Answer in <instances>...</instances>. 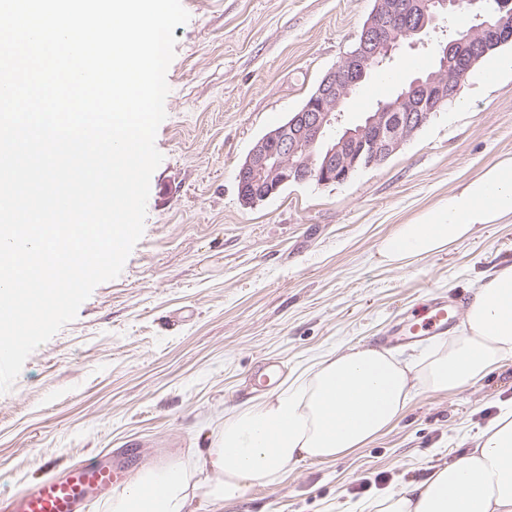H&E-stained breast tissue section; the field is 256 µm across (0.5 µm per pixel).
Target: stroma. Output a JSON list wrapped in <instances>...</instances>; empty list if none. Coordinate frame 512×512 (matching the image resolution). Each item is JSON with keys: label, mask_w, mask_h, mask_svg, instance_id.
<instances>
[{"label": "stroma", "mask_w": 512, "mask_h": 512, "mask_svg": "<svg viewBox=\"0 0 512 512\" xmlns=\"http://www.w3.org/2000/svg\"><path fill=\"white\" fill-rule=\"evenodd\" d=\"M167 70V117L155 144L144 232L121 274L27 358L0 394V498L72 464L124 456L129 473L192 463L224 434V411L260 399L262 361L301 380L328 352L376 344L434 295L471 288L512 265V217L402 269L380 241L412 224L487 166L512 158V68L489 88L464 83L385 162L342 184H291L242 206L236 176L253 144L283 124L350 49L374 0H181ZM455 15L369 73L343 107L360 123L418 74ZM512 400V362L476 385L422 393L384 435L337 460L289 464L224 512H341L389 493L466 450Z\"/></svg>", "instance_id": "stroma-1"}]
</instances>
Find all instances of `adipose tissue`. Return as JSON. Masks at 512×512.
I'll use <instances>...</instances> for the list:
<instances>
[{
  "instance_id": "ef3b65f1",
  "label": "adipose tissue",
  "mask_w": 512,
  "mask_h": 512,
  "mask_svg": "<svg viewBox=\"0 0 512 512\" xmlns=\"http://www.w3.org/2000/svg\"><path fill=\"white\" fill-rule=\"evenodd\" d=\"M512 216V159L487 168L447 203L379 244L380 263L401 268L474 239ZM512 361V266L486 277L468 300L458 335L437 341L416 364L356 345L333 351L298 386L224 414L218 447L192 464L140 471L112 499V512H195L197 491L213 505L238 501L249 483H275L288 464L332 461L396 423L420 393L474 385ZM426 478L365 502V512H512V402L470 439L468 450L432 465Z\"/></svg>"
}]
</instances>
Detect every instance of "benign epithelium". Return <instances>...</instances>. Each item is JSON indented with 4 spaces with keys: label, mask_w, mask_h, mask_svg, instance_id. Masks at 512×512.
I'll list each match as a JSON object with an SVG mask.
<instances>
[{
    "label": "benign epithelium",
    "mask_w": 512,
    "mask_h": 512,
    "mask_svg": "<svg viewBox=\"0 0 512 512\" xmlns=\"http://www.w3.org/2000/svg\"><path fill=\"white\" fill-rule=\"evenodd\" d=\"M509 0H375L358 41L321 78L288 123L259 138L237 174L241 204L252 207L290 182L345 183L360 168L396 153L448 100L479 60L512 35ZM466 13L469 33L442 43L430 70L407 82L353 128H340L341 107L399 45L451 15Z\"/></svg>",
    "instance_id": "benign-epithelium-1"
}]
</instances>
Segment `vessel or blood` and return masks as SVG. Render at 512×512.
Listing matches in <instances>:
<instances>
[{"mask_svg":"<svg viewBox=\"0 0 512 512\" xmlns=\"http://www.w3.org/2000/svg\"><path fill=\"white\" fill-rule=\"evenodd\" d=\"M456 321L455 305L434 299L421 313L401 320L386 341L393 345L423 343L447 334ZM124 487L121 468L81 463L72 466L64 477L21 487L0 500V512H94Z\"/></svg>","mask_w":512,"mask_h":512,"instance_id":"obj_1","label":"vessel or blood"}]
</instances>
